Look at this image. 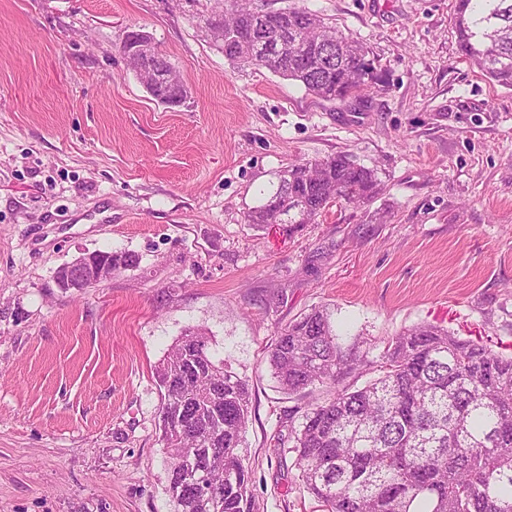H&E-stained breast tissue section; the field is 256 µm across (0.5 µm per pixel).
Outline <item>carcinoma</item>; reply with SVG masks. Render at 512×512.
Masks as SVG:
<instances>
[{
	"label": "carcinoma",
	"mask_w": 512,
	"mask_h": 512,
	"mask_svg": "<svg viewBox=\"0 0 512 512\" xmlns=\"http://www.w3.org/2000/svg\"><path fill=\"white\" fill-rule=\"evenodd\" d=\"M197 22L224 33L214 48L263 67L329 102L357 98L380 80L359 42L301 7L257 10L246 0H184ZM453 33L488 82L512 89V0H455ZM163 76L153 93L170 107L188 89L157 53L135 64ZM247 214L257 227L309 224L329 203L364 204L374 171L334 155L283 171ZM280 388L326 395L291 428L303 488L325 512H512V357L431 324L387 342L377 360L342 346L326 308L288 323L268 350ZM369 376L361 386L357 381ZM162 441L169 458L190 452L224 494L208 495L170 467L177 512H255L252 474L238 455L249 421L248 385L210 353L209 337L184 334L157 370Z\"/></svg>",
	"instance_id": "carcinoma-1"
}]
</instances>
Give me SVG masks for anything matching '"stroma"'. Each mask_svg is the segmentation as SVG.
<instances>
[{
	"instance_id": "stroma-1",
	"label": "stroma",
	"mask_w": 512,
	"mask_h": 512,
	"mask_svg": "<svg viewBox=\"0 0 512 512\" xmlns=\"http://www.w3.org/2000/svg\"><path fill=\"white\" fill-rule=\"evenodd\" d=\"M384 73L329 102L210 48L184 0H0V512H174L155 369L205 329L251 393L238 453L259 512H323L287 445L304 396L266 361L325 306L377 358L433 324L512 354V89L460 53L453 0H297ZM148 33L190 91L156 102L128 70ZM342 154L370 202L259 229L281 170ZM131 267L83 292L57 269ZM114 259H123L133 263L131 257L98 254L97 251L85 253L75 260L60 267L57 272V283L60 288L73 289L81 292L90 285L106 281L112 274L122 268V263L113 264Z\"/></svg>"
}]
</instances>
